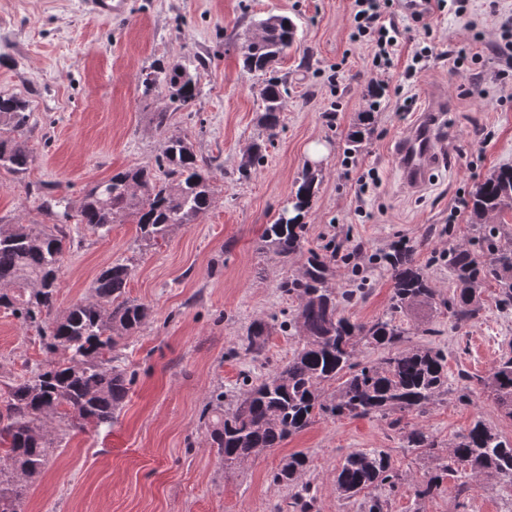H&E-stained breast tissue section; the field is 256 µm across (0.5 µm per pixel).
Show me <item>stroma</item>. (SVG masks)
I'll return each mask as SVG.
<instances>
[{"mask_svg":"<svg viewBox=\"0 0 512 512\" xmlns=\"http://www.w3.org/2000/svg\"><path fill=\"white\" fill-rule=\"evenodd\" d=\"M125 2L123 14L107 18L90 13L85 0H0V95L29 101L33 155L25 175L0 168V225L58 223L45 199L63 197L75 207L112 172L156 164L165 134L152 116L164 101L143 96L140 76L153 64L195 56L204 63L202 92L192 111L173 113L168 132L187 135L211 167L214 203L154 246L129 221L104 235L68 222L60 307L86 297L100 271L120 262L132 270L127 297L151 315L122 342L133 383L112 426L59 435L27 487L22 512H274L292 491L272 485L269 475L299 450L309 458L300 482L309 488L310 512H364L361 498H341L333 483L337 465L362 448L387 452L400 476L396 488L372 491L385 501L384 512H512V487L495 479L474 482L462 496L451 474L432 497L416 495L475 419L512 439V420L490 393L458 398L459 372L488 375L512 342V312L499 311L492 285L481 318L468 326H456L444 310L403 318L411 332L434 329L431 343L448 357V392L428 413L402 415L400 427L380 416L319 418L281 447L228 468L209 444L202 416L214 390L240 394L243 376L259 380L299 345L289 326L299 302L281 296L277 283L300 266L281 267L258 245L309 161L319 166L320 185L305 218L308 244L340 245L336 292L360 283L366 290L345 304L346 316L369 322L387 310L391 274L379 258L399 240L416 246L418 264L449 293L446 251L472 238L463 201L491 170L512 166V61L487 0H473L462 18L434 13L425 30L402 12L391 14L400 38L375 110L367 95L373 49L350 38L352 0ZM271 14L291 17L300 38L278 65L288 94L273 134L258 122L261 84L240 63L243 36ZM421 45L431 46L432 56L406 78ZM437 100L446 103L440 121L450 149L428 186L413 192L400 180L394 146L414 114ZM368 110L373 130L361 153L347 156L345 140ZM256 142L266 146L264 161L241 179L238 168ZM314 145L325 148L316 158ZM369 172L377 182L359 193L357 179ZM257 319L270 326L261 348L236 353ZM46 359L37 330L1 309L0 384ZM415 426L434 434L435 450L408 448L406 432Z\"/></svg>","mask_w":512,"mask_h":512,"instance_id":"35a3bbf8","label":"stroma"}]
</instances>
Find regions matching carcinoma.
<instances>
[{
	"label": "carcinoma",
	"mask_w": 512,
	"mask_h": 512,
	"mask_svg": "<svg viewBox=\"0 0 512 512\" xmlns=\"http://www.w3.org/2000/svg\"><path fill=\"white\" fill-rule=\"evenodd\" d=\"M260 31L256 46H241L243 69L263 77L259 122L269 132L280 124L286 81L277 65L296 40L292 18L269 15L254 23ZM143 94L163 96L164 107L153 113V123L166 131L172 113L189 111L199 94L198 74L185 66L164 67L141 78ZM18 96L0 97V168L25 174L32 162L26 132L30 113ZM370 128L362 122L351 131L345 151L362 147ZM264 160L263 146L255 144L240 166L243 177ZM158 168L160 179L148 166L121 170L97 182L83 198L76 214L60 197L62 218H75L95 231L127 219L138 224L142 240L156 243L176 228L192 223L214 202L212 171L198 164L185 136L165 138ZM319 189L318 173L307 168L295 182L288 222L267 225L258 250L270 251L282 266L304 257L299 275L281 278L278 288L300 304L294 327L300 346L282 365L271 368L252 383L235 403L224 406V393L207 409L211 445L224 456V466L238 465L259 449L278 448L288 437L306 430L317 417H386L397 413L424 414L438 396L448 391L445 354L428 344L408 343L409 331L401 314L412 310H448L456 326L475 322L484 305L482 294L494 281L499 307L512 308V227L488 224L491 214L512 210V166L493 170L475 183L467 207L475 230L476 247L448 248V270L454 288L442 298L423 267L415 248L396 243L380 256L391 271L392 295L388 310L370 322H353L341 314L336 291L330 285L336 264V245L317 251L306 247L305 217ZM67 234L59 224L0 225V308L36 327L50 355L40 368L19 376L0 391V512H20L30 479L45 467L58 430L86 431L112 425L129 395L132 378L118 364L120 342L136 334L149 317V307L126 297L131 269L114 263L102 270L90 286V298L57 310L60 261ZM267 326L254 322L242 346H261ZM383 348L387 355L375 363L356 361L359 344ZM461 399L476 390L493 394L504 415L512 420V342L486 376L463 375ZM332 392L327 389L332 384ZM411 448L432 450L430 433L411 429ZM309 466L306 453L283 458L272 474L278 486L295 488ZM465 480L494 477L512 483V441L481 420L459 434L434 473L422 481L417 496L435 493L448 471ZM399 475L382 450L348 454L336 467V492L354 498L377 486L395 488Z\"/></svg>",
	"instance_id": "cac0c4a2"
}]
</instances>
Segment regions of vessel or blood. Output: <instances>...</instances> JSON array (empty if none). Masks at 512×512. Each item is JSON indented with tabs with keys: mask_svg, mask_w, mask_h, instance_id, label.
I'll return each mask as SVG.
<instances>
[{
	"mask_svg": "<svg viewBox=\"0 0 512 512\" xmlns=\"http://www.w3.org/2000/svg\"><path fill=\"white\" fill-rule=\"evenodd\" d=\"M445 109V103L435 102L420 115L397 146V163L406 187L411 190H420L426 184L430 170L439 160L442 136L438 116Z\"/></svg>",
	"mask_w": 512,
	"mask_h": 512,
	"instance_id": "obj_1",
	"label": "vessel or blood"
}]
</instances>
